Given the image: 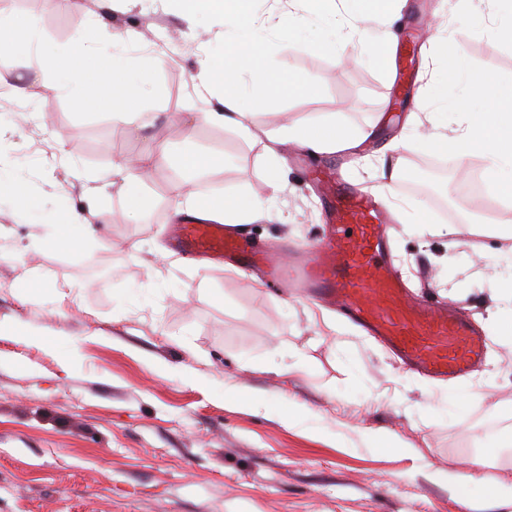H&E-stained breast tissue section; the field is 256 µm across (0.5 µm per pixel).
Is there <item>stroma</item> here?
<instances>
[{
    "label": "stroma",
    "instance_id": "35a3bbf8",
    "mask_svg": "<svg viewBox=\"0 0 512 512\" xmlns=\"http://www.w3.org/2000/svg\"><path fill=\"white\" fill-rule=\"evenodd\" d=\"M36 21L43 47L68 61L77 36L102 24L127 32L131 57L150 71L134 119L76 104L77 88L50 92L53 72L0 56V156L24 181L44 225L0 198V512H512L492 505L489 486L512 480L497 442L512 432V347L496 343L512 298L507 239L460 233L486 221L489 190L460 192V172H485L479 152L449 156L416 127L456 131L462 61L512 96V42L495 37L512 6L488 0H421L397 22L391 67L320 48L325 18L258 0L256 25L275 30L260 45L269 76L293 84L264 95L253 137L193 122L215 93L191 79L201 55L220 58L234 33L208 16L186 17L177 0H0V34ZM313 43L285 47V35ZM161 67H154L155 58ZM334 119L358 146L311 156L340 166L357 191L387 198L394 262L415 296L462 309L489 337L485 362L468 380L439 385L406 372L387 349L335 310L295 298L260 275L203 266L171 251L167 227L180 215L173 188L245 196L265 209L245 225L257 242L309 246L326 233L324 203L307 173L267 159V136ZM404 140L398 173L425 182L419 196L376 176L375 152ZM216 154L222 166L196 179L155 166L143 183L144 211L125 206L113 167L158 149ZM93 209L97 239L83 240L71 210ZM29 327L33 336L14 335ZM242 393L247 405L229 403ZM309 413L290 424L293 404ZM490 454L466 499L448 484L472 444Z\"/></svg>",
    "mask_w": 512,
    "mask_h": 512
}]
</instances>
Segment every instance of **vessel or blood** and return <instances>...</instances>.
Wrapping results in <instances>:
<instances>
[{
	"instance_id": "1",
	"label": "vessel or blood",
	"mask_w": 512,
	"mask_h": 512,
	"mask_svg": "<svg viewBox=\"0 0 512 512\" xmlns=\"http://www.w3.org/2000/svg\"><path fill=\"white\" fill-rule=\"evenodd\" d=\"M310 177L322 185L329 226L292 270L224 224L185 221L176 228L177 247L218 263L264 268L271 282L325 299L427 377L452 380L480 365L485 338L461 310L410 296L391 261L382 202L349 188L342 177L315 170Z\"/></svg>"
}]
</instances>
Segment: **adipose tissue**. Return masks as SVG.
Returning a JSON list of instances; mask_svg holds the SVG:
<instances>
[{"label":"adipose tissue","instance_id":"ef3b65f1","mask_svg":"<svg viewBox=\"0 0 512 512\" xmlns=\"http://www.w3.org/2000/svg\"><path fill=\"white\" fill-rule=\"evenodd\" d=\"M254 2L183 0L187 14H209L222 21L225 28L244 35L243 40L226 50L218 62H202L197 75L199 85L206 89L213 85L221 86L223 95L216 107L196 113V121L229 125L243 131L248 128L249 114L243 107L246 90L240 77L246 72L256 76L264 71L263 59L253 46ZM79 40L85 43L88 51L94 52L98 47L105 46L110 48L111 55L94 72L89 71L82 62L70 65L55 75V87H67L73 74H83L81 101L111 105L113 119L127 120L133 104L132 92L138 84L144 83L145 77L123 50L125 33L103 26L92 33L80 35ZM495 82V76L486 72L468 74L461 101L471 104L472 109L466 113L463 126L455 137L435 134L431 142L453 151L461 158L467 157L473 149H481L489 161V186L498 190L500 168H512V98L493 107L475 104L476 99L487 95ZM288 137L320 152L344 150L353 145L348 131L334 122L303 130L292 129ZM186 205L188 213L202 211L209 218L224 224H246L261 212L259 204L244 197L204 199L190 194L186 197Z\"/></svg>","mask_w":512,"mask_h":512}]
</instances>
